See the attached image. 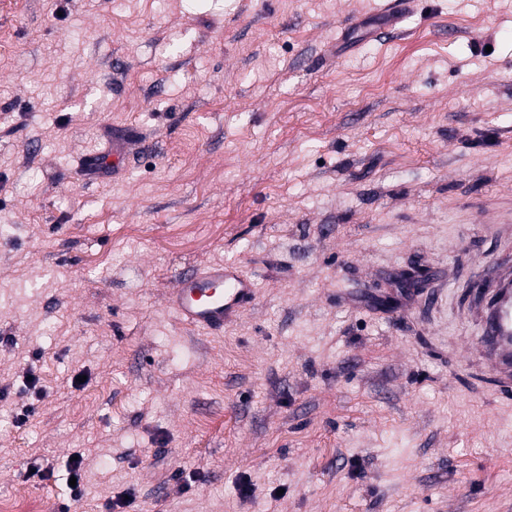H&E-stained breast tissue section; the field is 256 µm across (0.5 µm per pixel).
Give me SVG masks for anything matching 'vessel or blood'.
I'll return each instance as SVG.
<instances>
[{"instance_id": "obj_1", "label": "vessel or blood", "mask_w": 512, "mask_h": 512, "mask_svg": "<svg viewBox=\"0 0 512 512\" xmlns=\"http://www.w3.org/2000/svg\"><path fill=\"white\" fill-rule=\"evenodd\" d=\"M250 277L237 265L216 264L183 274L166 297V306L182 325L216 333L256 299ZM479 363L499 383L498 395L512 398V273H503L484 295L479 310Z\"/></svg>"}]
</instances>
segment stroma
Listing matches in <instances>:
<instances>
[{
	"label": "stroma",
	"mask_w": 512,
	"mask_h": 512,
	"mask_svg": "<svg viewBox=\"0 0 512 512\" xmlns=\"http://www.w3.org/2000/svg\"><path fill=\"white\" fill-rule=\"evenodd\" d=\"M388 2L0 0V501L79 450L77 512H512L466 317L512 265V0L362 34ZM226 260L253 304L180 325ZM257 288L235 264L209 265L183 274L166 297L182 325L205 333L224 330L256 299Z\"/></svg>",
	"instance_id": "1"
}]
</instances>
